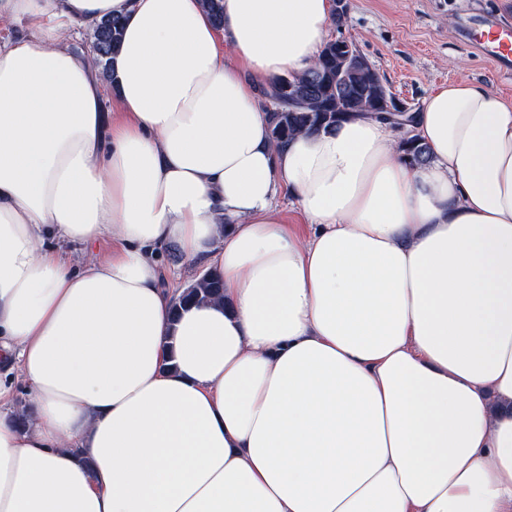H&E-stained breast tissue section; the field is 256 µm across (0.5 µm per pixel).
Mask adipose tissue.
Returning <instances> with one entry per match:
<instances>
[{
  "instance_id": "adipose-tissue-1",
  "label": "adipose tissue",
  "mask_w": 512,
  "mask_h": 512,
  "mask_svg": "<svg viewBox=\"0 0 512 512\" xmlns=\"http://www.w3.org/2000/svg\"><path fill=\"white\" fill-rule=\"evenodd\" d=\"M223 3L0 0V512H512V107L275 145L333 0ZM112 17L109 85L67 40ZM170 247L223 299L173 310ZM399 148L404 160L412 167L421 165L429 159V153L422 143L416 139L401 140Z\"/></svg>"
}]
</instances>
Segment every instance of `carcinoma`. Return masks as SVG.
<instances>
[{"label":"carcinoma","mask_w":512,"mask_h":512,"mask_svg":"<svg viewBox=\"0 0 512 512\" xmlns=\"http://www.w3.org/2000/svg\"><path fill=\"white\" fill-rule=\"evenodd\" d=\"M123 32V21L118 18L103 20L91 39L92 53L96 56L102 74L110 77L108 58L115 53ZM267 103V116L272 140L286 144L302 131L332 130L343 119L356 112L377 115L401 111L379 73L356 47L345 39L325 42L315 64L296 77H279L269 81L262 89ZM404 160L412 167L429 159L422 143L409 138L400 141ZM223 297V283L211 272H204L186 286L173 311L204 301Z\"/></svg>","instance_id":"cac0c4a2"}]
</instances>
